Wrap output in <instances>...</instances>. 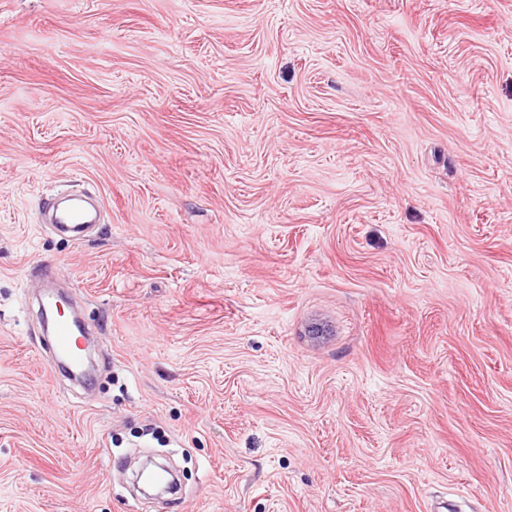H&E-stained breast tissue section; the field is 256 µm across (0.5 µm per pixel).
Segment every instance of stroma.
<instances>
[{
	"label": "stroma",
	"instance_id": "1",
	"mask_svg": "<svg viewBox=\"0 0 512 512\" xmlns=\"http://www.w3.org/2000/svg\"><path fill=\"white\" fill-rule=\"evenodd\" d=\"M0 512H512V0H0ZM100 220V208L94 206L78 207L65 211H56L53 223L67 230L77 240L83 238V231L89 224H97ZM52 331L54 350L66 357L70 369H80L84 361L81 338H84L85 325L78 319L66 317L57 311V316L53 318Z\"/></svg>",
	"mask_w": 512,
	"mask_h": 512
}]
</instances>
